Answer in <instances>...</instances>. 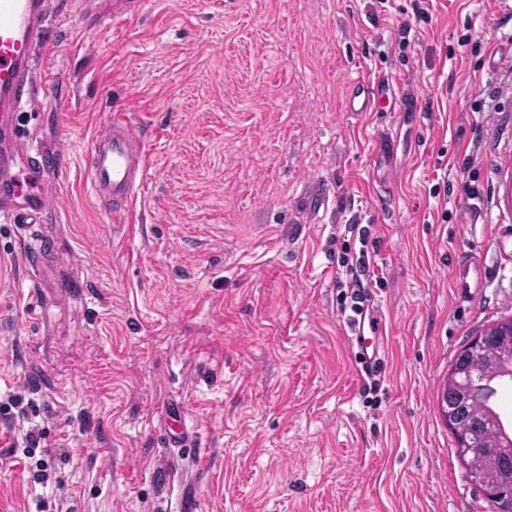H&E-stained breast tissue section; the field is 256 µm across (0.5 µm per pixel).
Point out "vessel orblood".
<instances>
[{"mask_svg": "<svg viewBox=\"0 0 512 512\" xmlns=\"http://www.w3.org/2000/svg\"><path fill=\"white\" fill-rule=\"evenodd\" d=\"M143 0H0V172L9 171L13 181L0 192V222L20 225L29 231L27 254L31 261L45 257L48 241L33 228L43 216L57 207V191L66 179L64 162L67 142L40 145L20 129L19 116L32 104L46 80L40 63L51 53L52 39L47 22L57 12L94 22L111 20L124 24L138 15ZM396 92L389 84L376 88L356 82L347 99L353 112H379L384 103L394 101ZM392 138L380 132L375 137V158L383 173L381 188L392 182L390 151ZM147 140L126 113L113 112L99 124L90 145L86 169L91 189L113 223H122L130 204L147 177ZM452 282L457 298L471 297L484 287L486 269L479 252L460 253Z\"/></svg>", "mask_w": 512, "mask_h": 512, "instance_id": "vessel-or-blood-1", "label": "vessel or blood"}]
</instances>
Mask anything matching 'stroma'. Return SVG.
Segmentation results:
<instances>
[{
  "mask_svg": "<svg viewBox=\"0 0 512 512\" xmlns=\"http://www.w3.org/2000/svg\"><path fill=\"white\" fill-rule=\"evenodd\" d=\"M52 23L51 89L26 113L67 138L42 276L0 223V512H496L466 480L440 389L512 317V12L500 0H147L121 27ZM412 111L350 112L355 79ZM148 143L112 223L84 170L106 110ZM399 179L377 192L374 128ZM478 192L477 201L467 197ZM370 227L386 324L375 391L337 264ZM484 288L460 304L457 255ZM186 409L173 443L167 414ZM37 448L10 427L20 413ZM46 473L47 486L35 484ZM452 282L459 299H467L480 291L486 282L482 255L473 250L460 253L453 268Z\"/></svg>",
  "mask_w": 512,
  "mask_h": 512,
  "instance_id": "obj_1",
  "label": "stroma"
}]
</instances>
